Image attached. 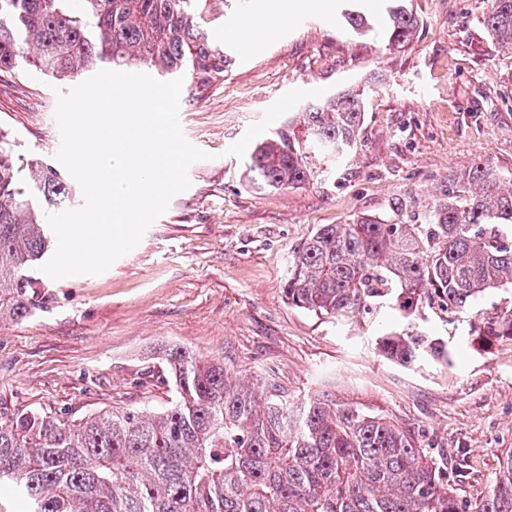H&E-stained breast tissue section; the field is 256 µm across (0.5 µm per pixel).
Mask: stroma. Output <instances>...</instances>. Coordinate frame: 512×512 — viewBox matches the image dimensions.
I'll use <instances>...</instances> for the list:
<instances>
[{"label": "stroma", "instance_id": "1", "mask_svg": "<svg viewBox=\"0 0 512 512\" xmlns=\"http://www.w3.org/2000/svg\"><path fill=\"white\" fill-rule=\"evenodd\" d=\"M419 26L403 47L383 29L351 33L340 0L268 21L259 51L234 53L223 83L181 95L186 139L210 160L140 243L103 274L46 279V309L0 326V411L39 408L76 420L112 407L157 410L170 396L159 362L176 345L229 372L273 383L289 401L319 399L377 416L426 449L466 458L458 499L491 488L512 450V343L482 349L475 328L512 310L492 289L455 312L393 300L374 313L320 314L289 304L288 263L324 224L420 213L450 174L476 162L512 174V51L482 26L486 0H410ZM364 92L361 131L342 158L319 155L306 183L259 190L246 159L227 155L289 90ZM69 84L0 73V127L26 157L54 160L58 92ZM444 341L451 356L402 365L386 333Z\"/></svg>", "mask_w": 512, "mask_h": 512}]
</instances>
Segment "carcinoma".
<instances>
[{
    "label": "carcinoma",
    "mask_w": 512,
    "mask_h": 512,
    "mask_svg": "<svg viewBox=\"0 0 512 512\" xmlns=\"http://www.w3.org/2000/svg\"><path fill=\"white\" fill-rule=\"evenodd\" d=\"M229 0H0V71L35 70L65 82L99 68L141 66L183 76L199 90L224 82L234 64L210 24ZM388 42L402 46L418 20L407 0H385ZM350 29L372 30L359 0H346ZM482 24L512 49V0H487ZM363 94L351 89L301 112L305 139L258 143L251 181L294 187L310 154L342 156L359 134ZM76 194L45 159L20 153L0 130V324L46 307L37 277L52 247L46 214ZM512 285V176L484 165L448 176V189L418 224L361 217L325 224L298 249L285 280L288 303L335 314L367 313L393 295L409 313L422 300L450 312ZM512 341V311L477 333L480 347ZM423 340L396 334L383 356L410 364ZM172 383L159 411L115 408L76 421L32 409L0 412V490L24 512H512V451L490 492L467 505L448 483V455L435 459L391 422L318 400L295 408L268 387L229 375L219 359L163 351Z\"/></svg>",
    "instance_id": "1"
}]
</instances>
